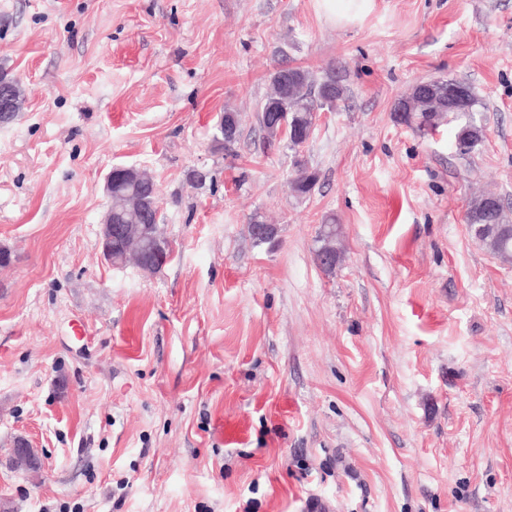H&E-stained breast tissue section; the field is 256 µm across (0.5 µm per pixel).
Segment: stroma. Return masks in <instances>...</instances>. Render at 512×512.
I'll list each match as a JSON object with an SVG mask.
<instances>
[{
	"label": "stroma",
	"instance_id": "1",
	"mask_svg": "<svg viewBox=\"0 0 512 512\" xmlns=\"http://www.w3.org/2000/svg\"><path fill=\"white\" fill-rule=\"evenodd\" d=\"M283 60L345 88L301 198L257 118ZM1 71L25 103L0 123V512H512V266L465 220L483 191L512 218V0H0ZM436 78L477 96L469 155L455 120L395 118ZM119 164L158 186L154 275L98 244ZM19 436L43 470L9 466ZM316 243H320L321 245L327 243L325 245L327 250L334 253L335 259L333 260V256L331 253L323 250V247H321L320 245L317 247L318 252H320L321 254L322 260L326 264H332L334 261V265H332L330 268L321 266L327 272H332V270L336 267V265L341 261L342 258V248L339 240L338 229L336 227L335 217H328L323 221V224H321L320 229L318 231V235L316 237Z\"/></svg>",
	"mask_w": 512,
	"mask_h": 512
}]
</instances>
